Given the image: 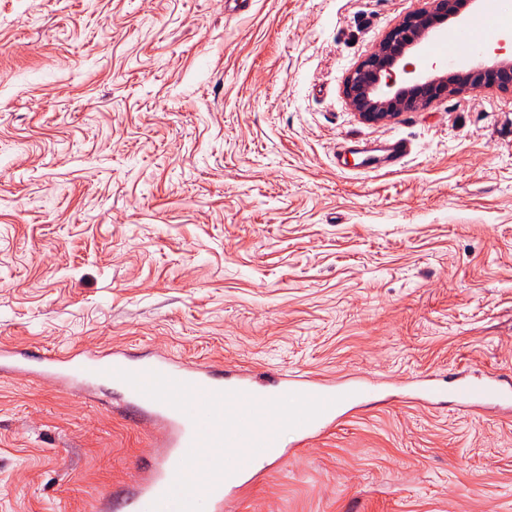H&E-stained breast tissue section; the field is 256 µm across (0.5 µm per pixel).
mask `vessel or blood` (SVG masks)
I'll return each instance as SVG.
<instances>
[{
  "instance_id": "1",
  "label": "vessel or blood",
  "mask_w": 512,
  "mask_h": 512,
  "mask_svg": "<svg viewBox=\"0 0 512 512\" xmlns=\"http://www.w3.org/2000/svg\"><path fill=\"white\" fill-rule=\"evenodd\" d=\"M466 28L428 50L455 56L469 42ZM368 168L398 169L410 153L409 143L394 138L364 148ZM40 377H61L90 388L106 382L123 390L129 405L157 427L160 452L139 475L136 503L146 512H195L206 502L212 512H226L247 486L266 478L286 460L289 441L312 439L332 422L362 408L376 390L371 382H342L325 376L282 374L267 382L235 369L225 376L207 365L158 354L136 361L112 347L97 352L46 353L34 369ZM419 399L429 405L449 402L466 408L492 404L512 411V379L485 374L443 384L434 375L420 381ZM202 470L205 481L184 479Z\"/></svg>"
}]
</instances>
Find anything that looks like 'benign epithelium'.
Masks as SVG:
<instances>
[{"instance_id":"obj_1","label":"benign epithelium","mask_w":512,"mask_h":512,"mask_svg":"<svg viewBox=\"0 0 512 512\" xmlns=\"http://www.w3.org/2000/svg\"><path fill=\"white\" fill-rule=\"evenodd\" d=\"M423 6L388 30L347 77L344 95L351 110L372 124L396 118L400 113L426 107L443 96H460L484 89L512 91V60L481 53L460 65L453 76L432 62L408 85L394 88L395 70H415L409 61L424 39L439 33L446 20L462 16L465 0H422Z\"/></svg>"}]
</instances>
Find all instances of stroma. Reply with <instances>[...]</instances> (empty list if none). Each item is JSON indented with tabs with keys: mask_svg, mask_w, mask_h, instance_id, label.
I'll use <instances>...</instances> for the list:
<instances>
[{
	"mask_svg": "<svg viewBox=\"0 0 512 512\" xmlns=\"http://www.w3.org/2000/svg\"><path fill=\"white\" fill-rule=\"evenodd\" d=\"M421 0H0V346L377 384L234 512H512V93L382 124L347 75ZM410 141L395 172L342 142ZM109 386L0 374V512H126L157 450ZM418 400L429 405L454 402L457 406L476 408L486 403L499 410L512 411V379L485 374L478 377H461L456 383L442 384L436 375L419 380Z\"/></svg>",
	"mask_w": 512,
	"mask_h": 512,
	"instance_id": "obj_1",
	"label": "stroma"
}]
</instances>
